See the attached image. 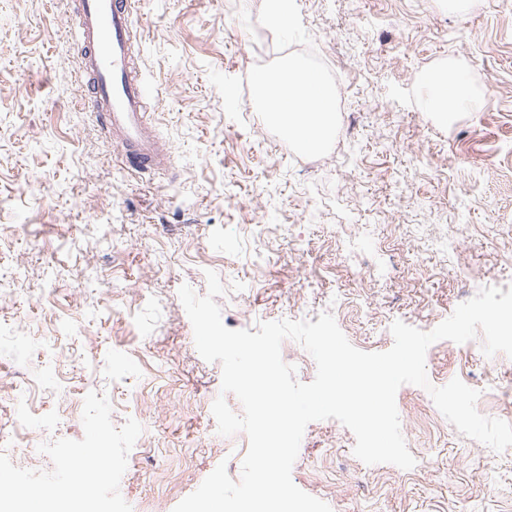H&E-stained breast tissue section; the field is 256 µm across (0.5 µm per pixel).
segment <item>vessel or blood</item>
<instances>
[{
    "mask_svg": "<svg viewBox=\"0 0 512 512\" xmlns=\"http://www.w3.org/2000/svg\"><path fill=\"white\" fill-rule=\"evenodd\" d=\"M84 46L79 77L91 87L89 102L123 163L138 172H168L170 148L148 119L154 92L132 51L136 0H72Z\"/></svg>",
    "mask_w": 512,
    "mask_h": 512,
    "instance_id": "1",
    "label": "vessel or blood"
}]
</instances>
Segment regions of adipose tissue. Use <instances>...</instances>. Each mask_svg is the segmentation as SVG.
<instances>
[{
  "mask_svg": "<svg viewBox=\"0 0 512 512\" xmlns=\"http://www.w3.org/2000/svg\"><path fill=\"white\" fill-rule=\"evenodd\" d=\"M422 86L426 111L440 119H450L477 106V95L453 65L426 72ZM254 88L269 120L298 148L316 152L329 144L336 132L335 93L302 61L289 59L275 71L257 74Z\"/></svg>",
  "mask_w": 512,
  "mask_h": 512,
  "instance_id": "adipose-tissue-1",
  "label": "adipose tissue"
}]
</instances>
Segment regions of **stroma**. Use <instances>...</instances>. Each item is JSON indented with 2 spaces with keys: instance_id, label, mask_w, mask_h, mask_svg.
Segmentation results:
<instances>
[{
  "instance_id": "1",
  "label": "stroma",
  "mask_w": 512,
  "mask_h": 512,
  "mask_svg": "<svg viewBox=\"0 0 512 512\" xmlns=\"http://www.w3.org/2000/svg\"><path fill=\"white\" fill-rule=\"evenodd\" d=\"M138 0L150 118L173 167L127 168L84 105L70 0H0V479L48 498L89 448L94 512H173L249 441L217 432L219 363L198 353L178 290L225 287L230 329L331 313L356 348L430 331L486 286H512V0ZM296 57L336 93V136L295 148L253 80ZM457 62L482 102L449 124L423 74ZM433 343L430 382L461 379L512 423V357ZM415 466L368 465L334 419L310 423L292 480L332 512H512V447L460 434L399 388ZM292 0H267L264 22L275 28H287L292 23Z\"/></svg>"
}]
</instances>
